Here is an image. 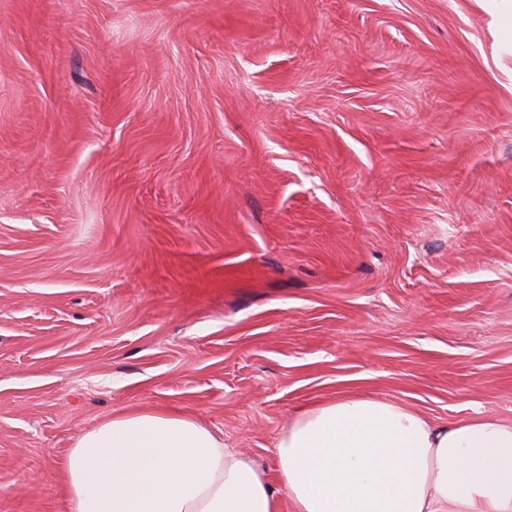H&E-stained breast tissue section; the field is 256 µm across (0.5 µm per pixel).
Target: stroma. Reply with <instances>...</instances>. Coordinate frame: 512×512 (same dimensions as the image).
Here are the masks:
<instances>
[{"instance_id":"stroma-1","label":"stroma","mask_w":512,"mask_h":512,"mask_svg":"<svg viewBox=\"0 0 512 512\" xmlns=\"http://www.w3.org/2000/svg\"><path fill=\"white\" fill-rule=\"evenodd\" d=\"M354 393L512 420V0H0V512Z\"/></svg>"}]
</instances>
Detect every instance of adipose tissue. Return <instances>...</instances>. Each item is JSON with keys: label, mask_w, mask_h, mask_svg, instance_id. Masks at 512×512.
Listing matches in <instances>:
<instances>
[{"label": "adipose tissue", "mask_w": 512, "mask_h": 512, "mask_svg": "<svg viewBox=\"0 0 512 512\" xmlns=\"http://www.w3.org/2000/svg\"><path fill=\"white\" fill-rule=\"evenodd\" d=\"M291 512H512V420L440 422L347 397L277 434ZM68 512H273L264 471L196 418L144 409L84 430L64 463Z\"/></svg>", "instance_id": "obj_1"}]
</instances>
